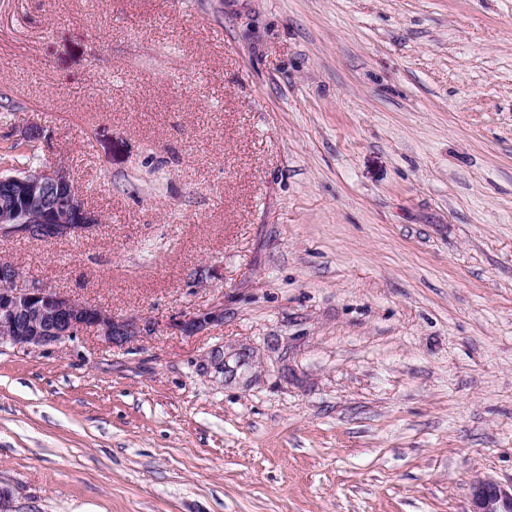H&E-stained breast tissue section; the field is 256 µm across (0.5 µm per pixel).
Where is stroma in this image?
<instances>
[{
    "mask_svg": "<svg viewBox=\"0 0 512 512\" xmlns=\"http://www.w3.org/2000/svg\"><path fill=\"white\" fill-rule=\"evenodd\" d=\"M15 143L102 222L0 259L152 325L0 347L16 512L512 483V0H0Z\"/></svg>",
    "mask_w": 512,
    "mask_h": 512,
    "instance_id": "35a3bbf8",
    "label": "stroma"
}]
</instances>
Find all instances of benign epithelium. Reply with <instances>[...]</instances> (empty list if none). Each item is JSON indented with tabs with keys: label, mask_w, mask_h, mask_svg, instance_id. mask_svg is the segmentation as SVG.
Segmentation results:
<instances>
[{
	"label": "benign epithelium",
	"mask_w": 512,
	"mask_h": 512,
	"mask_svg": "<svg viewBox=\"0 0 512 512\" xmlns=\"http://www.w3.org/2000/svg\"><path fill=\"white\" fill-rule=\"evenodd\" d=\"M101 223L68 173L51 167L0 175V237L52 242L91 232ZM132 323H117L98 305L80 302L0 261V347L30 351L54 346L86 331L112 343L135 335ZM469 512H512V487L487 478L471 484Z\"/></svg>",
	"instance_id": "1"
}]
</instances>
